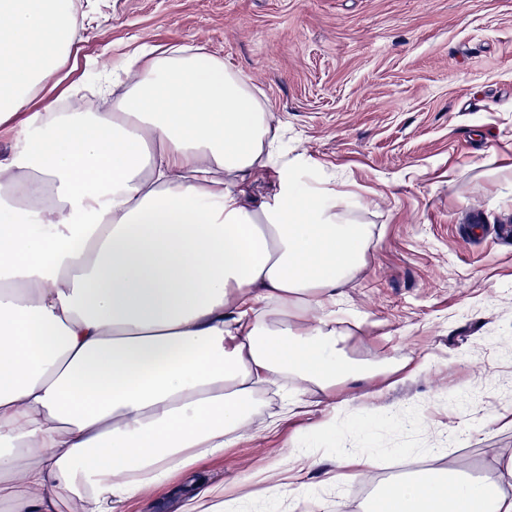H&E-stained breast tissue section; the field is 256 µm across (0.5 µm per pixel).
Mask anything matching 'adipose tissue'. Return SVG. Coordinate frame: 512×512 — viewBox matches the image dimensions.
Listing matches in <instances>:
<instances>
[{
  "label": "adipose tissue",
  "mask_w": 512,
  "mask_h": 512,
  "mask_svg": "<svg viewBox=\"0 0 512 512\" xmlns=\"http://www.w3.org/2000/svg\"><path fill=\"white\" fill-rule=\"evenodd\" d=\"M74 0H0V503L122 512L245 434L255 388L362 378L336 291L368 225L301 183L247 78L201 47H135L109 111H30L69 67ZM109 98V97H108ZM275 174L252 197L258 174ZM500 481L431 469L371 512H512Z\"/></svg>",
  "instance_id": "ef3b65f1"
}]
</instances>
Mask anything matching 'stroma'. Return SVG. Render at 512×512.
Wrapping results in <instances>:
<instances>
[{
	"mask_svg": "<svg viewBox=\"0 0 512 512\" xmlns=\"http://www.w3.org/2000/svg\"><path fill=\"white\" fill-rule=\"evenodd\" d=\"M68 75L32 111L140 44L205 45L288 129L307 184L373 235L336 297L373 375L308 386L286 421L261 387L249 434L125 512H178L204 482L231 512H363L393 465L498 477L512 460V0H75ZM305 456L285 464L290 446ZM376 447L373 466L353 458ZM282 484L280 498L268 492Z\"/></svg>",
	"mask_w": 512,
	"mask_h": 512,
	"instance_id": "1",
	"label": "stroma"
}]
</instances>
